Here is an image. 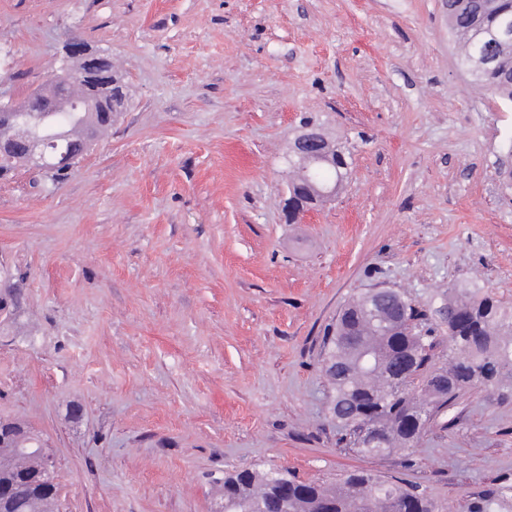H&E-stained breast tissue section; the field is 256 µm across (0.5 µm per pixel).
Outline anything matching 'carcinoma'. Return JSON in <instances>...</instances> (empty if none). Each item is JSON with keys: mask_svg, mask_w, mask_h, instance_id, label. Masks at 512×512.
<instances>
[{"mask_svg": "<svg viewBox=\"0 0 512 512\" xmlns=\"http://www.w3.org/2000/svg\"><path fill=\"white\" fill-rule=\"evenodd\" d=\"M512 26V0H448V27L458 39L462 62L485 54L504 26ZM476 82L512 102V40L497 43L494 60L475 74ZM87 97L84 84H51L30 102L31 124L40 136L64 137L75 152L89 150L127 108L129 95L113 98L104 118L77 105ZM322 149L336 162L312 166L296 161L291 185L297 202L319 206L331 199L348 174L351 152L319 133ZM23 293L8 284L0 310L10 317V302ZM368 293L349 299L320 341L323 371L331 393L328 416L336 424V443L368 457L415 447L460 393L480 382L512 386V307L475 288H452L419 303L405 293L380 294L385 325L372 323ZM444 331L448 359L435 366L436 333ZM47 448L27 423L0 420V512H56L58 484L42 480ZM279 512H441L419 487L380 480L363 470L350 472L338 485L303 483L274 468L224 474L216 512H263L274 499ZM463 512H512V484L479 496Z\"/></svg>", "mask_w": 512, "mask_h": 512, "instance_id": "carcinoma-1", "label": "carcinoma"}]
</instances>
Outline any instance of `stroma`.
Returning a JSON list of instances; mask_svg holds the SVG:
<instances>
[{
  "label": "stroma",
  "instance_id": "1",
  "mask_svg": "<svg viewBox=\"0 0 512 512\" xmlns=\"http://www.w3.org/2000/svg\"><path fill=\"white\" fill-rule=\"evenodd\" d=\"M73 34L129 105L64 182H0L24 283L0 417L42 435L60 512H214L252 467L359 469L443 512L512 483V390L474 383L410 455L364 458L336 444L318 356L372 288L512 305V103L475 94L448 0H0L1 88L23 101ZM307 119L352 165L287 224Z\"/></svg>",
  "mask_w": 512,
  "mask_h": 512
}]
</instances>
